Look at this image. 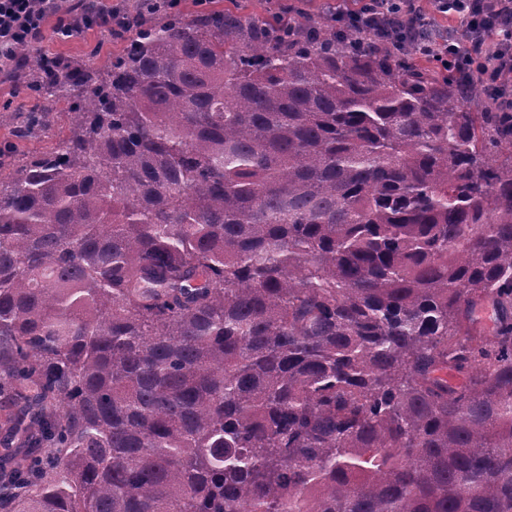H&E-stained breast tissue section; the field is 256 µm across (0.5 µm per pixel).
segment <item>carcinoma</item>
I'll list each match as a JSON object with an SVG mask.
<instances>
[{"label":"carcinoma","mask_w":512,"mask_h":512,"mask_svg":"<svg viewBox=\"0 0 512 512\" xmlns=\"http://www.w3.org/2000/svg\"><path fill=\"white\" fill-rule=\"evenodd\" d=\"M127 15L16 50L70 124L0 157V512H512V112L301 11Z\"/></svg>","instance_id":"cac0c4a2"}]
</instances>
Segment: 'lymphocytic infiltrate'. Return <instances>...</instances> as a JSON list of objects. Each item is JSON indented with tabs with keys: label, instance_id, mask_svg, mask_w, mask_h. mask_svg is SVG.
<instances>
[{
	"label": "lymphocytic infiltrate",
	"instance_id": "lymphocytic-infiltrate-1",
	"mask_svg": "<svg viewBox=\"0 0 512 512\" xmlns=\"http://www.w3.org/2000/svg\"><path fill=\"white\" fill-rule=\"evenodd\" d=\"M66 2L0 0V73L9 71L17 45L41 41L49 17H57L62 32L83 25ZM421 2L362 0L355 11L331 8L324 23L340 33L362 29L379 36V48L453 66L480 81L491 103L512 109V0H433L437 13L453 18L462 34L446 32L426 41L415 32L429 24Z\"/></svg>",
	"mask_w": 512,
	"mask_h": 512
}]
</instances>
